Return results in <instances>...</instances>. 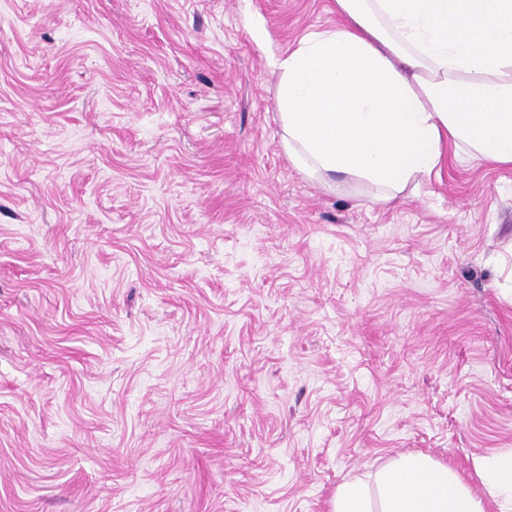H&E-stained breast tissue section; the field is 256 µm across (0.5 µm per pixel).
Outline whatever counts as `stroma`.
Returning <instances> with one entry per match:
<instances>
[{"mask_svg": "<svg viewBox=\"0 0 512 512\" xmlns=\"http://www.w3.org/2000/svg\"><path fill=\"white\" fill-rule=\"evenodd\" d=\"M334 0H0V512H332L512 450V166L300 173ZM332 512H374L364 485L348 483L336 491Z\"/></svg>", "mask_w": 512, "mask_h": 512, "instance_id": "obj_1", "label": "stroma"}]
</instances>
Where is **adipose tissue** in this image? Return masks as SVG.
<instances>
[{
	"instance_id": "1",
	"label": "adipose tissue",
	"mask_w": 512,
	"mask_h": 512,
	"mask_svg": "<svg viewBox=\"0 0 512 512\" xmlns=\"http://www.w3.org/2000/svg\"><path fill=\"white\" fill-rule=\"evenodd\" d=\"M341 26L276 61L283 146L309 177L386 191L440 167L444 144L512 165V0H336ZM333 512H484L447 466L411 455Z\"/></svg>"
}]
</instances>
